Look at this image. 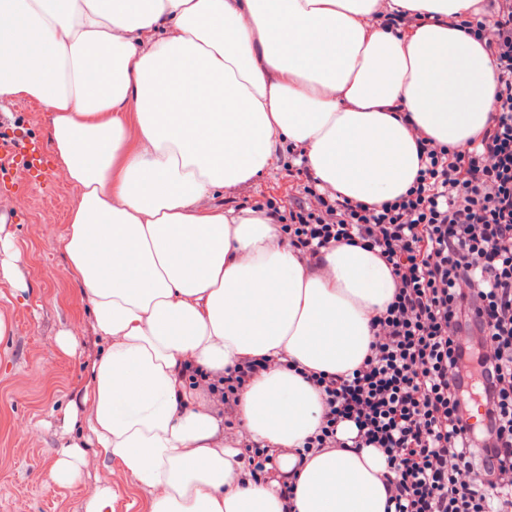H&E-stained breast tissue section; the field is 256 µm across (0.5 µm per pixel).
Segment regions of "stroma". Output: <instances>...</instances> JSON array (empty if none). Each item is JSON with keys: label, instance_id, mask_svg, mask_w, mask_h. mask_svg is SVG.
<instances>
[{"label": "stroma", "instance_id": "obj_1", "mask_svg": "<svg viewBox=\"0 0 512 512\" xmlns=\"http://www.w3.org/2000/svg\"><path fill=\"white\" fill-rule=\"evenodd\" d=\"M11 124L41 151L49 149L51 118L28 98L9 99ZM279 142L270 165L253 180L213 193L214 207L237 211L277 202L288 209L300 197L298 173ZM74 206L77 190L53 179L33 183L30 171L15 167L13 181L0 184V316L10 330L0 339V512H85L87 500L104 483L112 485V512H149V495L120 463L90 462L73 486L53 483L49 472L66 447L81 443L70 430L69 403L91 378L105 346L77 284L63 277L66 256L52 248L67 218L38 221L37 206L49 196ZM77 342L72 354L58 345L60 332Z\"/></svg>", "mask_w": 512, "mask_h": 512}]
</instances>
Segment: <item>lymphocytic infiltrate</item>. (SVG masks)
<instances>
[{
  "instance_id": "f902f5d3",
  "label": "lymphocytic infiltrate",
  "mask_w": 512,
  "mask_h": 512,
  "mask_svg": "<svg viewBox=\"0 0 512 512\" xmlns=\"http://www.w3.org/2000/svg\"><path fill=\"white\" fill-rule=\"evenodd\" d=\"M449 22L495 64L487 125L462 147L417 135L413 184L379 204L307 178L280 227L304 257L340 243L376 251L395 285L351 375L300 369L323 413L296 454L304 464L348 445L380 450L394 512H512V0H479ZM271 367L245 359L210 382L225 439L236 437L242 393ZM472 388L489 422L481 436L465 425Z\"/></svg>"
}]
</instances>
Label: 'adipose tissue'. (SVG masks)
Masks as SVG:
<instances>
[{"label": "adipose tissue", "instance_id": "obj_1", "mask_svg": "<svg viewBox=\"0 0 512 512\" xmlns=\"http://www.w3.org/2000/svg\"><path fill=\"white\" fill-rule=\"evenodd\" d=\"M475 0H0V99L51 115L50 148L78 190L59 248L107 342L81 398L88 448L49 472L75 482L89 458L120 461L150 512H386L375 448L298 466L320 425L319 392L296 366L348 375L394 293L389 266L342 243L299 259L274 216L203 202L250 181L280 138L311 175L369 205L420 168L415 135L461 146L487 124V52L448 18ZM426 13L404 34L377 11ZM269 358L243 392L248 437L280 478L246 481L223 419L187 367L213 374Z\"/></svg>", "mask_w": 512, "mask_h": 512}]
</instances>
